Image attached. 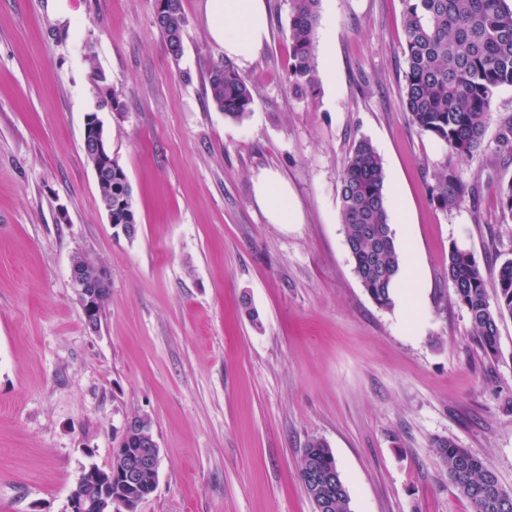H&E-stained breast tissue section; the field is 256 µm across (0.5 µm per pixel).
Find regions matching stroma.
Listing matches in <instances>:
<instances>
[{
  "label": "stroma",
  "mask_w": 512,
  "mask_h": 512,
  "mask_svg": "<svg viewBox=\"0 0 512 512\" xmlns=\"http://www.w3.org/2000/svg\"><path fill=\"white\" fill-rule=\"evenodd\" d=\"M266 4L269 37L236 66L255 98L238 122L208 93L224 53L206 0H182L178 58L157 0H0V512H66L136 415L160 448L137 512H314L298 462L315 437L352 512H470L440 440L512 490V318L485 354L448 281L451 245L492 268L512 259L499 199L512 86L482 150L459 159L405 110L402 0H321L316 52L332 60L312 95L289 86V0ZM98 75L122 104L99 113L131 186V240L83 150ZM363 137L418 279L389 309L354 274L340 218L341 172ZM444 168L475 196L441 207ZM269 172L299 223H270L257 205ZM77 256L110 277L95 330L71 285Z\"/></svg>",
  "instance_id": "obj_1"
}]
</instances>
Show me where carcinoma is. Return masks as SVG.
I'll list each match as a JSON object with an SVG mask.
<instances>
[{
	"mask_svg": "<svg viewBox=\"0 0 512 512\" xmlns=\"http://www.w3.org/2000/svg\"><path fill=\"white\" fill-rule=\"evenodd\" d=\"M403 91L408 118L421 132L431 135L456 157H469L483 146L486 119L497 90L512 86V0H403ZM320 0H290L288 27L289 83L297 91L314 93L317 57L315 34ZM159 28L171 54L183 51L185 18L181 0H160L156 11ZM209 95L224 116L234 121L252 111L254 95L240 79L230 60L209 73ZM385 170L371 141L361 138L352 147L340 177V211L345 243L353 270L364 290L381 308L393 306L392 292L404 256L388 222ZM102 205L112 206V227H130L135 237L139 224L130 184L117 159H112V182L98 183ZM434 198L443 207L462 201L468 188L448 167L438 173ZM503 221L512 220V181L501 186ZM448 280L457 304L465 308L473 335L488 353L498 350L499 324L512 317V260L486 269L475 255L452 245L448 251ZM494 289L489 297L488 289ZM142 443L124 432L116 445L112 469L113 492L132 509L156 489L152 476L135 485L119 483L116 469L124 450ZM437 455L448 479L465 498L471 512H512V500L496 498L501 486L486 459L453 441H440ZM337 469L327 442L311 439L299 464V478L308 497L324 498V512H351V498L341 473L336 484L319 490L311 486L312 463Z\"/></svg>",
	"mask_w": 512,
	"mask_h": 512,
	"instance_id": "carcinoma-1",
	"label": "carcinoma"
}]
</instances>
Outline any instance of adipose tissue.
Instances as JSON below:
<instances>
[{"instance_id": "1", "label": "adipose tissue", "mask_w": 512, "mask_h": 512, "mask_svg": "<svg viewBox=\"0 0 512 512\" xmlns=\"http://www.w3.org/2000/svg\"><path fill=\"white\" fill-rule=\"evenodd\" d=\"M207 19L225 57L242 63L253 60L268 37L265 0H208ZM254 191L271 223H294L288 188L276 174L259 176Z\"/></svg>"}]
</instances>
